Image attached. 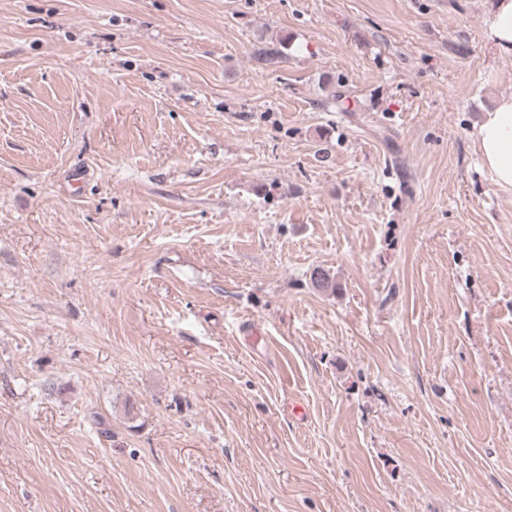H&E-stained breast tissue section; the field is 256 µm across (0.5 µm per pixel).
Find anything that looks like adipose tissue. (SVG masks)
Here are the masks:
<instances>
[{"label": "adipose tissue", "mask_w": 512, "mask_h": 512, "mask_svg": "<svg viewBox=\"0 0 512 512\" xmlns=\"http://www.w3.org/2000/svg\"><path fill=\"white\" fill-rule=\"evenodd\" d=\"M474 142L494 184L512 191V94L501 95L474 129Z\"/></svg>", "instance_id": "adipose-tissue-1"}]
</instances>
